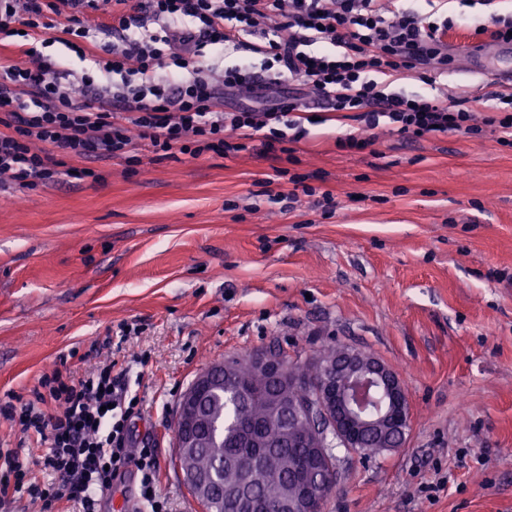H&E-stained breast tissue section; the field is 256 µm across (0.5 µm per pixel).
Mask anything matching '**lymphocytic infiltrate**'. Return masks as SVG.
I'll return each instance as SVG.
<instances>
[{
  "mask_svg": "<svg viewBox=\"0 0 512 512\" xmlns=\"http://www.w3.org/2000/svg\"><path fill=\"white\" fill-rule=\"evenodd\" d=\"M100 0H0V31L21 23L26 65H0V181L27 186L53 180L60 155L103 157L135 152L147 141L154 153L245 150L257 132L266 147L298 129L294 112L309 108L301 93L267 99L283 82L297 81L324 99L330 111L363 113L368 127L388 118L395 132L477 133L482 102L459 108L440 97L389 92L394 78L448 66L447 22L434 13L384 9L380 0H113L111 24L93 28L88 17ZM156 24L147 32V24ZM46 29L96 69L74 77L61 59L45 54ZM259 37L261 67L225 68L214 82L200 57L209 45ZM250 93L263 107H224L225 96ZM129 121H122V114ZM54 153L35 150V143ZM129 368L105 362L79 379L61 370L44 375L31 399L0 398V416L43 449L26 468L14 448H0V512L22 498L43 512H101L113 482L126 472L139 481L148 512H169L158 491L154 448L132 445L130 424L140 400L128 393ZM39 477H32V470Z\"/></svg>",
  "mask_w": 512,
  "mask_h": 512,
  "instance_id": "obj_1",
  "label": "lymphocytic infiltrate"
}]
</instances>
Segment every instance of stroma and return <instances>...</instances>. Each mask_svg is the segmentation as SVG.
Here are the masks:
<instances>
[{
  "instance_id": "obj_1",
  "label": "stroma",
  "mask_w": 512,
  "mask_h": 512,
  "mask_svg": "<svg viewBox=\"0 0 512 512\" xmlns=\"http://www.w3.org/2000/svg\"><path fill=\"white\" fill-rule=\"evenodd\" d=\"M450 48L512 0H433ZM483 59L457 54L434 85L390 89L492 99ZM307 134L269 153L69 157L55 181L0 185V397L53 368L84 376L142 357L130 390L136 446L159 450L171 512H201L174 465L176 403L207 366L274 345L302 360L356 347L401 376L413 419L401 448L336 449L324 512H512V146L479 134L410 139L357 112L316 110ZM370 131L361 152L338 148ZM89 169V177L70 172ZM286 177H277V169ZM299 175L312 195L271 205ZM335 204L324 209V193ZM132 332L116 342L119 324Z\"/></svg>"
}]
</instances>
